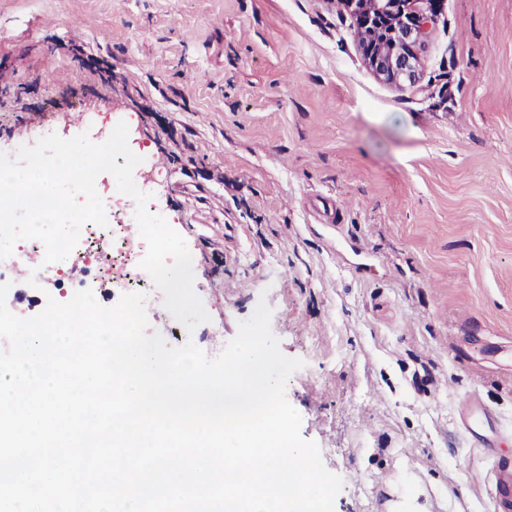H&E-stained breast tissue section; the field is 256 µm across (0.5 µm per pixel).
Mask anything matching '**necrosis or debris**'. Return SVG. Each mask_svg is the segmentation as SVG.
<instances>
[{"label": "necrosis or debris", "instance_id": "obj_1", "mask_svg": "<svg viewBox=\"0 0 512 512\" xmlns=\"http://www.w3.org/2000/svg\"><path fill=\"white\" fill-rule=\"evenodd\" d=\"M97 187L105 205L107 226L85 225L79 243L68 259L48 265L42 262L45 249L41 242H17L13 255L0 260V283L14 280L15 269L28 263L32 266L27 278L30 287L37 288L44 282H51L57 288L61 301H68L74 292L83 289L93 290L103 305L122 294L142 292L147 296V307L157 315H164L166 309L159 300L158 289L140 266L146 254V243L128 233L129 226L135 222L134 210L122 205L110 182L98 179ZM75 262L86 271L85 278L78 282L71 281L68 275Z\"/></svg>", "mask_w": 512, "mask_h": 512}]
</instances>
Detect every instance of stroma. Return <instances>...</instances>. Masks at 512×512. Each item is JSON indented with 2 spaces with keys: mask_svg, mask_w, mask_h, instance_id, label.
Instances as JSON below:
<instances>
[{
  "mask_svg": "<svg viewBox=\"0 0 512 512\" xmlns=\"http://www.w3.org/2000/svg\"><path fill=\"white\" fill-rule=\"evenodd\" d=\"M341 0H0V152L126 122L224 349L259 301L334 512H494L512 458V0H440L415 83ZM111 62L103 85L57 45ZM477 395L495 448L468 442Z\"/></svg>",
  "mask_w": 512,
  "mask_h": 512,
  "instance_id": "35a3bbf8",
  "label": "stroma"
}]
</instances>
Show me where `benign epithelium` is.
Returning a JSON list of instances; mask_svg holds the SVG:
<instances>
[{"instance_id": "1", "label": "benign epithelium", "mask_w": 512, "mask_h": 512, "mask_svg": "<svg viewBox=\"0 0 512 512\" xmlns=\"http://www.w3.org/2000/svg\"><path fill=\"white\" fill-rule=\"evenodd\" d=\"M346 3L366 36L373 39L365 56L376 74L394 84L416 81L417 53L431 18L411 10V0Z\"/></svg>"}]
</instances>
